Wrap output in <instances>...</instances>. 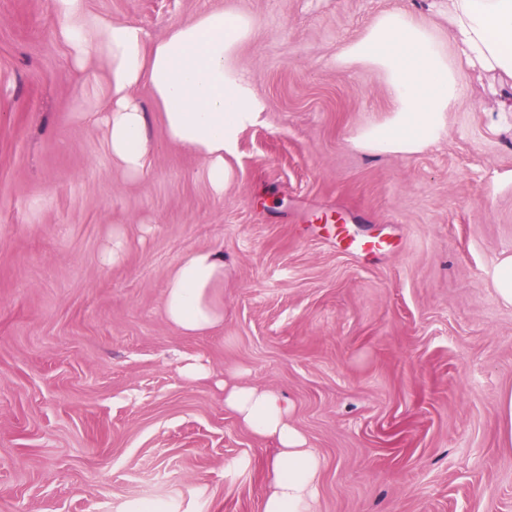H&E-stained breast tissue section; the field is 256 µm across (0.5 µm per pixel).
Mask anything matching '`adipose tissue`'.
Instances as JSON below:
<instances>
[{"label": "adipose tissue", "mask_w": 512, "mask_h": 512, "mask_svg": "<svg viewBox=\"0 0 512 512\" xmlns=\"http://www.w3.org/2000/svg\"><path fill=\"white\" fill-rule=\"evenodd\" d=\"M448 38L471 65L512 78V0H446ZM58 35L78 70L102 78L103 109L84 112L102 123L112 164L136 179L157 151L151 116L138 91L148 88L167 145L195 154L216 196L233 178L229 164L242 132L261 122L266 110L248 74L236 63L250 40L254 19L216 9L150 39L131 21L89 13L86 0H53ZM339 63L381 69L392 97V113L361 129L355 145L366 152L410 154L436 143L459 100L460 87L448 55L431 26L410 13L381 14L359 39L345 45ZM163 312L180 334L197 336L224 323V254L200 249L170 271ZM224 408L254 435L271 439L272 488L263 512H313L321 461L289 421L288 401L273 389L224 381Z\"/></svg>", "instance_id": "1"}]
</instances>
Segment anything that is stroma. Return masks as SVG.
Listing matches in <instances>:
<instances>
[{"label": "stroma", "mask_w": 512, "mask_h": 512, "mask_svg": "<svg viewBox=\"0 0 512 512\" xmlns=\"http://www.w3.org/2000/svg\"><path fill=\"white\" fill-rule=\"evenodd\" d=\"M155 37L224 8L256 21L238 62L267 110L234 179L164 146L126 179L80 117L96 82L53 0H0V512H262L272 440L217 382L268 385L322 460L314 512H512L499 399L512 386V79L449 53L461 97L437 144L358 149L387 119L376 67L336 57L387 11L433 0H88ZM352 238L389 250L354 255ZM124 259L112 264L113 234ZM224 253V323L184 336L162 313L187 253ZM197 361L213 379L186 380ZM493 282L499 299L512 305V255L498 261L493 270Z\"/></svg>", "instance_id": "obj_1"}]
</instances>
